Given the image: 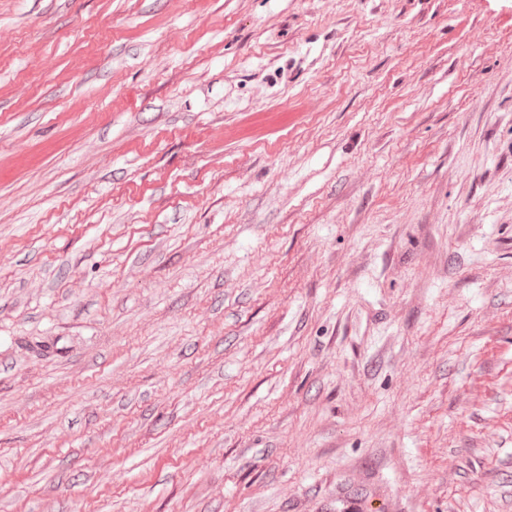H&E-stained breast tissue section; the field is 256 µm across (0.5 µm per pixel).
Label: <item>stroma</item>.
<instances>
[{"label":"stroma","instance_id":"35a3bbf8","mask_svg":"<svg viewBox=\"0 0 512 512\" xmlns=\"http://www.w3.org/2000/svg\"><path fill=\"white\" fill-rule=\"evenodd\" d=\"M0 512H512V0H0Z\"/></svg>","mask_w":512,"mask_h":512}]
</instances>
